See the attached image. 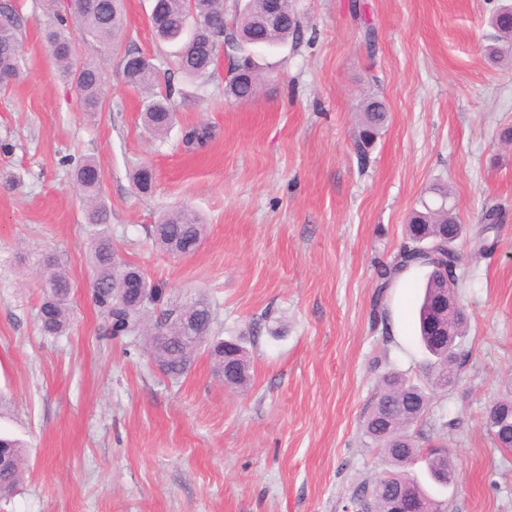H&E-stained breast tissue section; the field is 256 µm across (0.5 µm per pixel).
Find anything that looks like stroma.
I'll return each mask as SVG.
<instances>
[{
    "mask_svg": "<svg viewBox=\"0 0 512 512\" xmlns=\"http://www.w3.org/2000/svg\"><path fill=\"white\" fill-rule=\"evenodd\" d=\"M19 23L20 77L0 85V432L24 445L25 471L0 512H344L350 491L388 468L361 424L378 377L421 381L428 355L416 316L425 272L377 292L411 211L446 184L461 223L498 205L496 246L464 263L469 315L456 380L433 415L457 459L445 512H512V452L483 425L512 387V62H491V15L512 0H293L308 42L266 57L251 101L225 96L229 61L187 81L178 46L158 43L150 0H124L120 49L67 28L76 60L104 62V104L86 112L44 37L43 0H0ZM373 28L374 49L364 43ZM170 76L179 105L166 137L146 130L125 50ZM379 93L388 119L359 167L358 106ZM214 130L194 151L181 129ZM103 172L106 229L122 261L164 299L200 296L212 330L247 340L246 388L225 387L208 354L171 381L134 337L104 336L91 294L82 192L72 170ZM151 165V193L132 174ZM205 224L189 256L150 234L172 209ZM51 255L72 283L71 321L42 335L35 258Z\"/></svg>",
    "mask_w": 512,
    "mask_h": 512,
    "instance_id": "stroma-1",
    "label": "stroma"
}]
</instances>
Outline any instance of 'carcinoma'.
I'll list each match as a JSON object with an SVG mask.
<instances>
[{
	"label": "carcinoma",
	"instance_id": "carcinoma-1",
	"mask_svg": "<svg viewBox=\"0 0 512 512\" xmlns=\"http://www.w3.org/2000/svg\"><path fill=\"white\" fill-rule=\"evenodd\" d=\"M286 21L272 30L260 25L262 0H250L235 14L232 26L224 23V0H153L151 28L163 42L181 44L177 55V71L189 81L206 77L216 70L217 53L224 48L228 55V79L225 93L236 99H250L261 83L259 63L252 60L253 47L262 44L270 49L297 46L304 29L290 0H284ZM199 22L193 33H188L184 19L187 13ZM74 17L91 39L110 45L121 38L126 27L122 0H76L71 5ZM69 18L57 12L54 24L46 29L45 38L51 47L62 76L75 83L82 109L98 112L102 108L103 70L95 61H85L73 67L75 49L66 35ZM492 26L501 34L504 45L494 48L492 54H512V8H502L491 19ZM18 21L8 8L0 10V84H8L19 74L20 44L16 34ZM123 72L130 85L146 96L143 121L154 135H167L174 127L178 104L173 99L170 85H161V76L152 63L139 52L128 51L123 56ZM385 101L375 93L363 98L359 107L355 149L361 165L369 161V148L385 126ZM213 136L207 125H192L182 131L183 143L201 147ZM86 201L85 222L108 223L107 209L99 202L103 172L98 162L88 158L74 171ZM134 185L141 193L152 190L155 173L149 166L137 170ZM434 199L420 201L412 210L406 224V241L395 262L380 268L377 294L383 295L399 276L409 268L428 270L424 295L419 309L420 339L429 355L424 376L426 385L410 382L405 376L391 370L381 374L369 412L362 423V434L368 443L379 449L390 463L384 474L367 479L351 492L344 508L349 512H393V496L401 485L413 486L423 512H443L440 501L434 499L410 473V468L421 460L426 465L429 479L446 488L456 483V458L444 444L432 443L436 431L448 426L442 417L427 423L435 392L448 386L459 364V347L468 326V317L462 308L451 316L438 315L443 293V281H448V293H456L458 270L462 255L459 241L469 240L468 258L482 257L492 249L487 233L503 222V212L487 207L482 212L480 225L468 228L461 224L455 209L446 205L448 189H433ZM205 233L200 218L187 208H178L164 214L155 225V243L177 255L196 252ZM89 262L93 273L92 296L100 316L112 337L140 336L144 348L159 372L172 379L185 377L200 351L213 359L216 371H225L224 385L241 388L249 381L250 361L243 343L237 339L223 340L211 335L213 311L203 298L161 307L163 292L154 286L144 291L129 287L132 277L140 271L129 264L121 265L115 259L112 239L104 234L91 245ZM42 302L38 318L43 334L61 336L69 325L71 283L66 272L54 262L43 264ZM451 335L440 338L433 333L435 319ZM484 424L494 444L512 451V393L493 401L485 413ZM0 496L10 495L23 476L24 454L20 445L7 437H0Z\"/></svg>",
	"mask_w": 512,
	"mask_h": 512
}]
</instances>
